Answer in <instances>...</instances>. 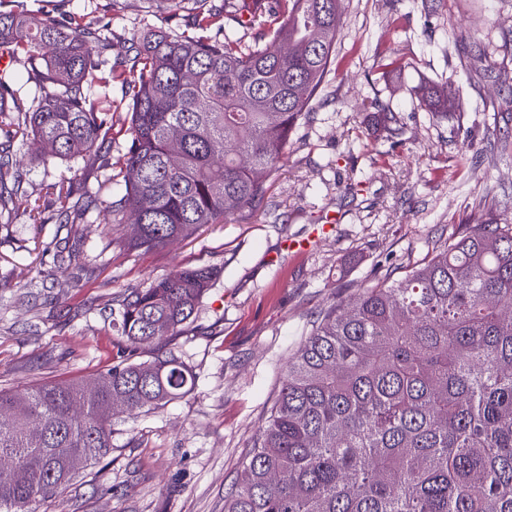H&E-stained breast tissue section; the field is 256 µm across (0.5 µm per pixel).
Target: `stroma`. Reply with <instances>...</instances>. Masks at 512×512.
<instances>
[{
    "label": "stroma",
    "instance_id": "stroma-1",
    "mask_svg": "<svg viewBox=\"0 0 512 512\" xmlns=\"http://www.w3.org/2000/svg\"><path fill=\"white\" fill-rule=\"evenodd\" d=\"M57 19L112 30V58L154 23L146 0H44ZM464 43H457V34ZM481 45L492 55L473 61ZM437 87L447 110L419 94ZM397 116L390 133L380 109ZM39 215L0 207V387L93 377L125 356L103 316L183 268L217 277L192 331L171 343L195 376L185 397L114 419L99 472L38 512H224L293 351L332 305L402 279L477 210L512 221V0H341L336 68L288 136L266 195L235 220L135 249L104 214L61 224L49 186L75 179L113 201L102 155L68 170L32 141L10 145ZM359 183L349 193L348 182ZM306 239L294 253L289 241ZM83 249L60 266V248Z\"/></svg>",
    "mask_w": 512,
    "mask_h": 512
}]
</instances>
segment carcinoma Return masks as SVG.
Masks as SVG:
<instances>
[{"label":"carcinoma","instance_id":"1","mask_svg":"<svg viewBox=\"0 0 512 512\" xmlns=\"http://www.w3.org/2000/svg\"><path fill=\"white\" fill-rule=\"evenodd\" d=\"M194 33L149 28L109 65L112 32L74 15L61 25L24 0H0V56L34 73L24 102L0 76V133L75 162L112 144L103 67L130 66L124 194L105 209L128 242L151 249L224 224L262 198L298 120L336 58L340 0H286L251 16L264 43L233 38V0H163ZM54 43L51 54L45 41ZM181 156L170 157V134ZM0 153V187L20 181ZM72 182L55 186L70 223ZM214 269L175 271L112 309V332L150 361L116 363L84 380L0 388V512L64 491L112 453V405L158 410L195 384L165 348L194 323ZM224 512H512V222L480 212L402 280L329 308L299 345Z\"/></svg>","mask_w":512,"mask_h":512}]
</instances>
